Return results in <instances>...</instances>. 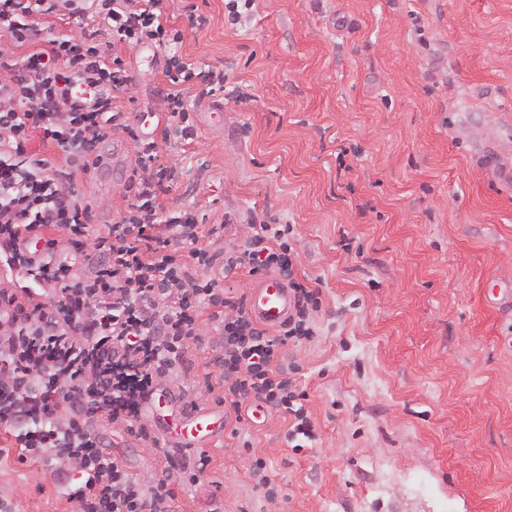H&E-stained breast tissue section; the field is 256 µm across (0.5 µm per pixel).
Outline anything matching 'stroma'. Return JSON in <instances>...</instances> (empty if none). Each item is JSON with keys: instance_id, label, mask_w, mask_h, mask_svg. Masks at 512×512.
Segmentation results:
<instances>
[{"instance_id": "stroma-1", "label": "stroma", "mask_w": 512, "mask_h": 512, "mask_svg": "<svg viewBox=\"0 0 512 512\" xmlns=\"http://www.w3.org/2000/svg\"><path fill=\"white\" fill-rule=\"evenodd\" d=\"M160 0L176 39L148 57L118 44L128 115L167 122L168 55L224 70V92L189 81L191 140L152 138L178 177L161 199L195 214L199 247L244 253L256 224H287L295 272L320 292L314 336L282 347L315 436L294 447L284 411H225L220 320L100 446L133 477L169 459L209 465L174 485V512H512V0ZM205 14L203 30L188 26ZM215 120H207V113ZM106 171L78 174L93 211L88 250L128 204L134 141L101 143ZM211 375L213 392L200 391ZM204 411L220 437L185 446L177 423ZM147 426L149 438L136 429ZM266 463L269 486L252 474ZM60 465L0 460L10 512H76Z\"/></svg>"}]
</instances>
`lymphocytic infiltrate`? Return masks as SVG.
<instances>
[{
    "label": "lymphocytic infiltrate",
    "instance_id": "1",
    "mask_svg": "<svg viewBox=\"0 0 512 512\" xmlns=\"http://www.w3.org/2000/svg\"><path fill=\"white\" fill-rule=\"evenodd\" d=\"M158 0H0V32L13 52H0V250L23 268L35 286L17 295L0 290V425L34 423L20 438L19 460L76 465L63 486L80 512H170L172 485L187 465L170 460L163 478L145 483L104 453L91 420L130 425L154 381L199 338V310L236 306L224 321V397L233 410L257 403L294 417L291 437L312 438L308 412L287 370L277 362L288 342L313 336L311 315L319 294L294 270L285 224L257 225L243 255L219 256L199 247L193 213L169 216L159 200L176 172L157 167L158 146L135 141L136 171L127 186L129 204L94 250L72 254L54 236L80 238L91 228L92 208L72 182L100 158L99 146L127 130L120 95L128 82L115 57L117 44L166 43ZM77 15L88 24L80 35L39 41L45 15ZM110 39H103L102 31ZM192 63L171 57L166 95L170 120L180 134L186 105L180 90L194 76ZM56 148L61 161L29 153L32 136ZM23 157L24 166L2 164ZM223 265L250 274L276 272L287 281L293 307L277 335L255 323L245 304H232L216 280L197 271ZM56 291L58 303L41 298Z\"/></svg>",
    "mask_w": 512,
    "mask_h": 512
}]
</instances>
